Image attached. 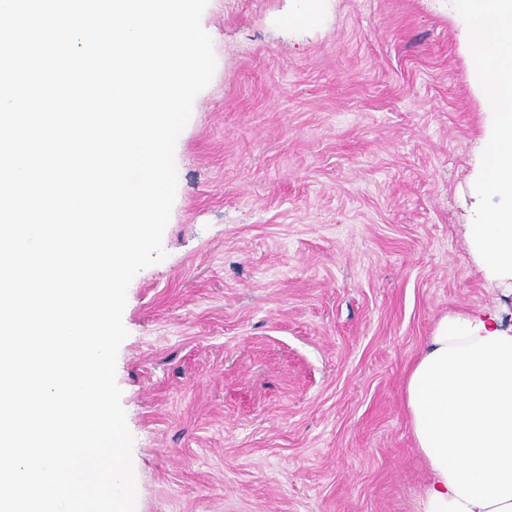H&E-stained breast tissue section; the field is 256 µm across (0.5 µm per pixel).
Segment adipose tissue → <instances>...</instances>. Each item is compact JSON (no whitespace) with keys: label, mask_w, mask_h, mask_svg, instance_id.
<instances>
[{"label":"adipose tissue","mask_w":512,"mask_h":512,"mask_svg":"<svg viewBox=\"0 0 512 512\" xmlns=\"http://www.w3.org/2000/svg\"><path fill=\"white\" fill-rule=\"evenodd\" d=\"M405 391L431 476L418 512H512V324L494 312L441 319Z\"/></svg>","instance_id":"ef3b65f1"}]
</instances>
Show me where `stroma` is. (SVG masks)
I'll list each match as a JSON object with an SVG mask.
<instances>
[{
  "mask_svg": "<svg viewBox=\"0 0 512 512\" xmlns=\"http://www.w3.org/2000/svg\"><path fill=\"white\" fill-rule=\"evenodd\" d=\"M216 68L117 356L136 512H416L406 407L470 252L486 122L451 0H208Z\"/></svg>",
  "mask_w": 512,
  "mask_h": 512,
  "instance_id": "obj_1",
  "label": "stroma"
}]
</instances>
